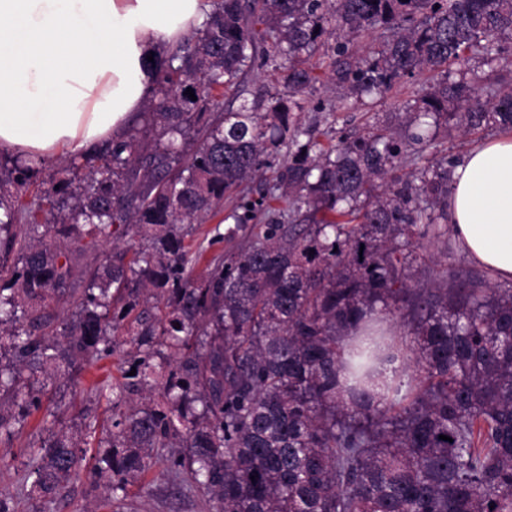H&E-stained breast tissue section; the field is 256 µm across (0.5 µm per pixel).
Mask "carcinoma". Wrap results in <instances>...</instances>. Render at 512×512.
<instances>
[{"label": "carcinoma", "instance_id": "cac0c4a2", "mask_svg": "<svg viewBox=\"0 0 512 512\" xmlns=\"http://www.w3.org/2000/svg\"><path fill=\"white\" fill-rule=\"evenodd\" d=\"M374 31L378 45L359 51ZM319 50L340 96L316 109L403 87V134L367 125L322 146L293 113ZM270 62L284 91L266 111L224 109L242 75ZM144 115L151 142L124 132L87 155L82 178L70 160L31 200L0 199V325L12 323L0 349L13 355L0 392L21 401V417L39 408L44 389L22 369L53 359L59 335L88 363L122 344L127 366L109 385V453L89 466V419L76 442L30 449L22 490L50 505L89 468L124 493L161 464L215 512H512V287L473 270L420 286L454 159L398 174L443 126L512 132V0H211L161 63ZM40 167L17 159L0 176L23 189ZM46 205L57 212L42 219ZM221 214L227 238L245 242L195 276L203 249L185 238ZM59 224L87 228L80 250L130 226L148 245L91 269L58 328L47 307L71 276L52 240ZM387 316L410 345L381 331ZM157 346L172 362L152 363ZM396 360L401 373L382 379ZM144 391L151 406L121 410Z\"/></svg>", "mask_w": 512, "mask_h": 512}]
</instances>
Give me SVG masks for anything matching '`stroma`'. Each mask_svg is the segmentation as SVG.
Returning <instances> with one entry per match:
<instances>
[{"instance_id":"35a3bbf8","label":"stroma","mask_w":512,"mask_h":512,"mask_svg":"<svg viewBox=\"0 0 512 512\" xmlns=\"http://www.w3.org/2000/svg\"><path fill=\"white\" fill-rule=\"evenodd\" d=\"M312 63L317 81L301 100L300 116L303 123L317 124L321 143L351 134L368 123L399 128L404 115L398 109V98L392 95L370 106L359 105L337 112L316 111L319 100L335 98L337 92L328 80L320 58H313ZM497 137L494 131L466 136L454 127L440 133L434 144L421 152L417 163L422 166L444 154L459 160L472 149ZM471 266L453 234L448 233L433 240L428 247L419 278L428 284L440 282L447 271ZM120 367L121 357L115 354L73 369L63 358L35 369L34 377L46 391L41 407L16 424L11 434L0 436V493L12 497L16 512H41L43 508L41 499L18 491L19 473L27 448L39 444L52 433L79 435L86 417L110 418L112 400L101 394L100 386L119 379ZM203 506L200 496L173 485L163 469L156 468L134 480L126 497L119 500L113 499L107 477L82 473L64 486L52 505V512H202Z\"/></svg>"}]
</instances>
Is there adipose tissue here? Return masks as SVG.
Listing matches in <instances>:
<instances>
[{"mask_svg":"<svg viewBox=\"0 0 512 512\" xmlns=\"http://www.w3.org/2000/svg\"><path fill=\"white\" fill-rule=\"evenodd\" d=\"M209 9V0H0V148L49 161L117 137L166 51ZM448 222L472 262L512 280L511 137L456 166Z\"/></svg>","mask_w":512,"mask_h":512,"instance_id":"1","label":"adipose tissue"}]
</instances>
